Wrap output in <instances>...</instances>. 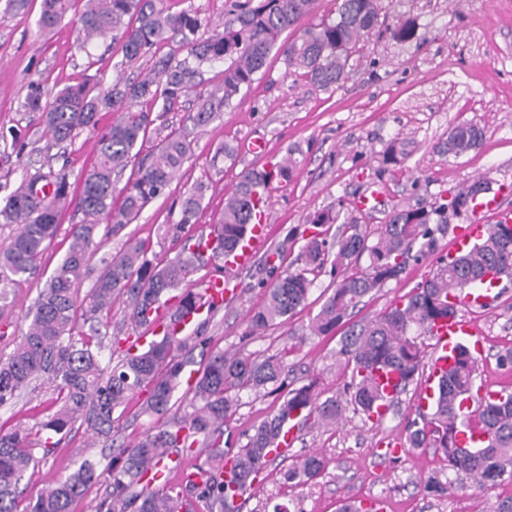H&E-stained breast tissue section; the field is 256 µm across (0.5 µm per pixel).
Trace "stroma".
I'll return each instance as SVG.
<instances>
[{"label": "stroma", "instance_id": "stroma-1", "mask_svg": "<svg viewBox=\"0 0 512 512\" xmlns=\"http://www.w3.org/2000/svg\"><path fill=\"white\" fill-rule=\"evenodd\" d=\"M41 0L29 11L13 15L0 10V200L20 183L23 173L66 169L76 183L95 160V132L82 131L71 144L55 146L43 134L34 113L25 106L31 82L44 93L84 81L111 83L120 48L96 39L81 47L75 26L64 23L35 37ZM378 26L349 58L346 78L338 88L323 90L289 73L282 53L271 52L265 67L242 101L226 107L220 118L195 130L191 157L165 193L154 199L137 221L110 238L90 259L99 269L103 257L118 251L126 238L146 241L148 256L163 261L176 256L180 245L167 233L179 219L178 202L196 183L207 185L198 225L211 224L224 208V197L247 169L269 170L288 150H302L294 179L274 184L265 208L270 247H282L285 265H292L303 244L301 233L316 211L329 209L339 221L385 223L396 207L431 208L451 202L474 179L495 180L512 167V0H377ZM411 23L416 40H397L394 29ZM471 123L482 129L481 145L452 157L438 150L451 128ZM393 141L405 143L400 166L381 170L382 151ZM262 152H251V143ZM236 147L235 159L216 158L221 144ZM376 195L373 208L358 209V198ZM82 216L63 211L57 233L35 276L16 285L0 302V355L10 353L26 331L28 314L69 244L72 225ZM467 215L448 214L449 231L437 234L432 254L410 262L400 280L364 298L355 320L379 315L425 280L438 257L455 249V227ZM268 274L262 257L237 274L238 291L216 312L204 329L213 346L226 350L284 354L295 377L314 378L321 397L343 395L350 372L336 355L338 340L311 335L309 324L318 313L330 274L314 282L308 304L285 324L251 331L246 314L263 300ZM491 309L460 307V316L475 320L483 353L478 358L475 386L481 392L512 391V367L499 356L512 349V282L498 285ZM422 387L411 384L377 422L347 411L344 426L304 429L287 456L270 460L258 476L255 493L241 512H272L275 505L295 502L302 512H338L344 500L382 501L383 512H489L496 501L512 497V478L481 491L449 489L435 498L423 489L427 477L443 471L440 452L406 445L407 426L418 416ZM278 395H242V405L226 428L243 440L252 425L276 410ZM54 383L37 382L17 402L0 407V426L40 429L58 409ZM88 438L74 427L57 448H35L38 460L22 482L21 504L35 501L51 482L70 473L81 459ZM404 443L394 455L390 447ZM322 454L326 467L317 479L291 486L283 479L290 461L309 451Z\"/></svg>", "mask_w": 512, "mask_h": 512}]
</instances>
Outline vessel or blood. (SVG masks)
<instances>
[{"label":"vessel or blood","instance_id":"b4317fda","mask_svg":"<svg viewBox=\"0 0 512 512\" xmlns=\"http://www.w3.org/2000/svg\"><path fill=\"white\" fill-rule=\"evenodd\" d=\"M493 223L512 224L510 177L505 176L495 181L493 187L483 197L475 200L470 223L461 226L456 234L458 250H465L476 241L482 240ZM266 243L264 224L251 225L244 242L225 259L223 273L210 276L204 281L202 303L193 311L180 315L174 314L168 307L149 310L148 332L155 334L169 330L183 333L195 326L210 310L222 308L225 300L231 295L227 284L233 274L247 266L265 248ZM429 334L434 341L433 374L437 377L447 371L453 360L455 347L461 340H469L473 353L477 354L482 350L477 324L469 318L456 315L436 320L430 326Z\"/></svg>","mask_w":512,"mask_h":512}]
</instances>
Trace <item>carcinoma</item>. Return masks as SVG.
Wrapping results in <instances>:
<instances>
[{
    "instance_id": "obj_1",
    "label": "carcinoma",
    "mask_w": 512,
    "mask_h": 512,
    "mask_svg": "<svg viewBox=\"0 0 512 512\" xmlns=\"http://www.w3.org/2000/svg\"><path fill=\"white\" fill-rule=\"evenodd\" d=\"M72 0H42L36 21V35L53 30L67 16ZM315 0H231L232 16L224 29L200 34L202 21L190 10L171 12L165 0H85L77 24L82 45L96 37H111L120 45V66L149 59L148 72L136 80H114L108 85L86 82L66 86L50 98H43L40 86L31 84L26 107L39 113L44 134L56 144L72 141L79 129H95L102 112H117L119 118L101 133L96 143L97 160L80 187L71 189L66 169L54 174L37 172L25 177L0 208V218L16 226L14 237L0 245V298L8 289L25 281L37 269V261L57 230V217L73 205L83 215L82 223L71 227V243L56 264L34 305L32 320L13 352L0 359V406L19 398L33 382L44 377L56 384L58 410L42 423L44 436L33 440L22 428L0 429V512H17L21 482L34 470L33 447L55 448L75 424L95 438L111 440L112 465L105 478V491L96 512H194L203 502L206 512H239L228 505L252 484L269 461L273 443L282 435L287 421L298 430L314 426L333 428L345 419L347 407L366 417L378 407L394 401L386 398L376 373L396 370L404 392L420 375L423 356L411 334L428 333L437 319L453 316L457 307L450 301L466 288L485 282L487 274L512 271V225L493 224L490 232L470 249L437 260L432 274L408 297L384 314L345 327L363 298L390 281L398 280L410 258L420 259L433 252V216H443L446 206L397 208L386 223L371 229L352 220L338 227L334 248L319 228L334 224L338 216L330 210L316 212L310 220L312 231L304 238L298 268L280 272L281 252L267 258L270 282L265 299L249 316L252 330L283 323L307 305L315 276L323 270L336 277L334 288L321 304L309 326L315 336H332L343 331L336 356L351 369L345 396L320 400L316 381L289 389L277 412L253 426L245 444L233 447L226 433L227 421L241 406L240 392L256 395L279 393L288 366L278 355L229 352L211 346L208 336L168 334L137 353L125 350L118 362L102 364L105 344L103 316L112 304L124 300L130 319L147 325L145 313L154 306L172 304L178 311L190 310L198 294L180 290L195 272L209 267L224 270V257L239 245L246 225L253 223L257 206L273 182L290 181L299 167L291 150L275 169H248L224 199V212L208 233L217 240L212 253L204 256L195 244L200 233L196 220L202 208L204 186H194L181 198L179 220L167 231L182 242L176 257L163 264L148 258V245L127 239L123 247L102 260L92 286L79 297L80 283L90 275V258L104 237L119 235L136 221L144 208L162 195L177 172L190 158L188 128L172 130L145 155L136 151L146 140L149 128L160 112L171 111L183 98L193 97L186 121L194 129L212 123L248 89L264 67L271 51H282L288 69L300 71L319 88L328 90L344 81L346 61L352 49L378 25L375 0H336V18L304 30L287 44L282 34L301 16L312 11ZM177 43L182 57L157 55V49ZM224 62L220 82L202 91L203 68ZM482 137L472 124H459L448 133L444 152L455 157L474 149ZM405 147L391 142L381 155L384 166L405 159ZM134 172L123 188L119 208H112L116 179L128 166ZM488 183L478 178L453 198L457 213L470 211L473 200L485 193ZM419 250H414L415 245ZM367 265L359 267L361 259ZM89 326V332L78 325ZM204 357L194 370L195 382L180 397L186 367L195 364L194 352ZM477 360L461 349L439 377L431 412L420 414L408 429L412 448L433 447L441 452L448 469L465 474L472 487L481 490L504 476L512 478V393L489 394L475 410L461 409L463 400L473 396ZM147 392L141 414L156 420L129 442L116 443L112 431L120 417L119 408ZM484 436L474 448L459 445L460 432ZM198 448H207L206 458L190 467L207 468L213 475L204 483L179 482L151 485L145 471L156 464L167 472L178 469L183 458ZM325 469L317 452L302 456L283 473L291 485H304ZM98 462L88 454L67 476L50 485L25 512H71L72 503L89 487L100 482ZM452 481L435 474L424 482L434 496L448 492Z\"/></svg>"
}]
</instances>
